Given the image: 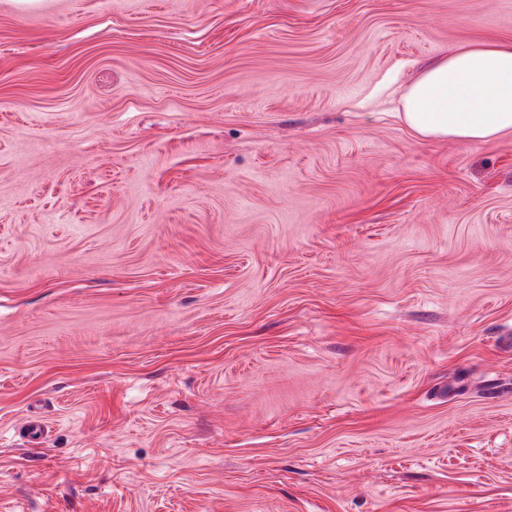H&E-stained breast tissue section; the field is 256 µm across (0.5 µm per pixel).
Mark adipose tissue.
Instances as JSON below:
<instances>
[{"instance_id": "1", "label": "adipose tissue", "mask_w": 512, "mask_h": 512, "mask_svg": "<svg viewBox=\"0 0 512 512\" xmlns=\"http://www.w3.org/2000/svg\"><path fill=\"white\" fill-rule=\"evenodd\" d=\"M402 118L425 139L470 146L512 132V42L466 44L401 94Z\"/></svg>"}]
</instances>
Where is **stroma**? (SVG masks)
I'll use <instances>...</instances> for the list:
<instances>
[{"label": "stroma", "instance_id": "stroma-1", "mask_svg": "<svg viewBox=\"0 0 512 512\" xmlns=\"http://www.w3.org/2000/svg\"><path fill=\"white\" fill-rule=\"evenodd\" d=\"M512 0H0V512H512V134L400 93Z\"/></svg>", "mask_w": 512, "mask_h": 512}]
</instances>
